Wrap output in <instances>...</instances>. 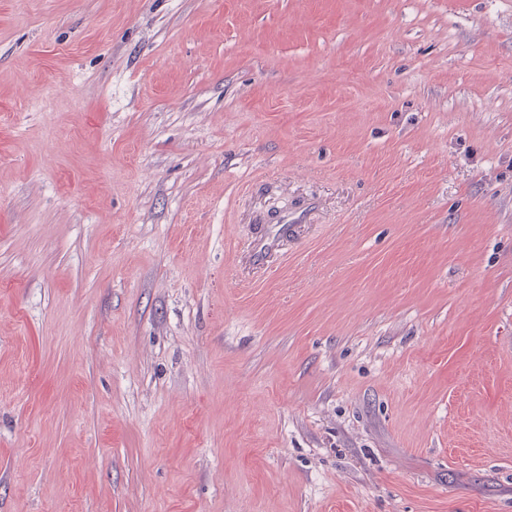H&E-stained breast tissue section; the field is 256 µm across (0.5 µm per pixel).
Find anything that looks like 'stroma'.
I'll list each match as a JSON object with an SVG mask.
<instances>
[{"instance_id": "1", "label": "stroma", "mask_w": 512, "mask_h": 512, "mask_svg": "<svg viewBox=\"0 0 512 512\" xmlns=\"http://www.w3.org/2000/svg\"><path fill=\"white\" fill-rule=\"evenodd\" d=\"M0 512H512V0H0Z\"/></svg>"}]
</instances>
